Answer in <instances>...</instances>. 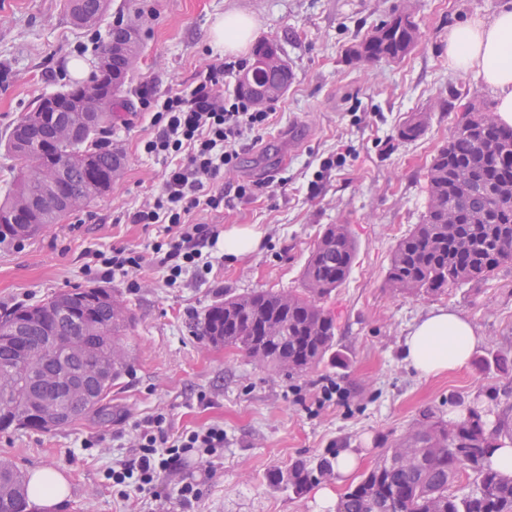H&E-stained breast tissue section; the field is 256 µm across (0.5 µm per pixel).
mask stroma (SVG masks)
<instances>
[{
    "label": "stroma",
    "instance_id": "obj_1",
    "mask_svg": "<svg viewBox=\"0 0 512 512\" xmlns=\"http://www.w3.org/2000/svg\"><path fill=\"white\" fill-rule=\"evenodd\" d=\"M145 12L141 53L128 107L104 137L125 157L112 188L39 235L0 246V311L89 286L88 250L133 248L150 253L159 226L130 223L129 212L160 191L161 161L141 142L153 131L141 107L144 82L157 91L190 87L205 65L228 64L224 94L238 92L251 49L215 45L213 28L230 14L249 16L255 41H276L294 78L271 101L272 125L241 150L222 181L254 184L233 208L195 209L189 221L220 230L250 227L259 248L225 260L208 281L166 286L148 272L142 286L117 278L107 288L134 318L131 370L112 388V418L89 417L48 432L0 431V461L24 474L60 471L68 496L58 512H323L316 488L296 496L272 486L270 470L287 469L328 450L346 448L370 469L382 448L410 428L422 410L441 418L474 404L512 403V262L484 281L425 296L385 286L396 244L421 223L429 197L427 170L472 99L495 105L476 72L448 66V30L459 20L493 15L512 0H420V40L405 58L356 64L350 50L388 18L400 0H139ZM127 0H111L92 25L69 19L64 0H0V137L40 97L76 82L71 63L94 64L106 32ZM425 115L412 140L399 130ZM336 166H329L330 158ZM345 224L357 244L346 282L323 299L336 325V357L301 377L254 365L241 353L194 336L191 324L228 294L304 288L302 271L326 225ZM436 307L468 317L482 341L462 369L423 378L408 368L402 342ZM338 391L321 397L326 382ZM167 417L170 434L218 424L224 446L165 476L161 501L138 494L122 500L105 478L125 459L135 422ZM200 480L192 505L181 482Z\"/></svg>",
    "mask_w": 512,
    "mask_h": 512
}]
</instances>
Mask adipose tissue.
<instances>
[{
  "mask_svg": "<svg viewBox=\"0 0 512 512\" xmlns=\"http://www.w3.org/2000/svg\"><path fill=\"white\" fill-rule=\"evenodd\" d=\"M448 64L459 71H477L496 95L498 123L512 126V7L452 27ZM479 341L468 319L438 308L430 310L405 336L403 353L410 368L428 377L466 366ZM66 495V483L56 469L44 467L31 474L28 501L36 512H54Z\"/></svg>",
  "mask_w": 512,
  "mask_h": 512,
  "instance_id": "1",
  "label": "adipose tissue"
}]
</instances>
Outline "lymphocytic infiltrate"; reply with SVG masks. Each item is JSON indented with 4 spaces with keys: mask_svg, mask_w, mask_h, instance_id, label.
Segmentation results:
<instances>
[{
    "mask_svg": "<svg viewBox=\"0 0 512 512\" xmlns=\"http://www.w3.org/2000/svg\"><path fill=\"white\" fill-rule=\"evenodd\" d=\"M152 113L153 133L143 151L165 165L160 192L152 203L130 212L134 224L162 226L164 238L153 246L152 257L115 247L87 252L84 273L93 279H134L147 269L161 273L167 286L182 283L185 276L206 280L224 258L216 254L220 232L211 224H191L192 210L232 206L234 200L251 196L248 184L215 189L224 170L234 167L245 141H258L271 124L273 112L251 100L224 96V65H206L193 87L151 93L142 100ZM166 417L157 413L135 423L129 440L130 455L112 466L106 478L120 497L137 491L159 500L165 498L160 481L163 472L184 459L215 452L224 445V429L210 425L170 436Z\"/></svg>",
    "mask_w": 512,
    "mask_h": 512,
    "instance_id": "obj_1",
    "label": "lymphocytic infiltrate"
}]
</instances>
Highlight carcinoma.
Segmentation results:
<instances>
[{"mask_svg": "<svg viewBox=\"0 0 512 512\" xmlns=\"http://www.w3.org/2000/svg\"><path fill=\"white\" fill-rule=\"evenodd\" d=\"M66 10L78 25L97 21L107 0H66ZM132 25L109 30L100 54L123 38L124 52L113 57L116 73L92 77L108 94L110 105L97 115L90 130L76 125L85 96L78 83L34 102L32 111L58 114L55 125L75 129L55 135L43 126L36 137L55 138L51 157L37 159L23 152L12 128L0 148L12 161L10 186L0 200V212L30 209L40 228L57 223L63 212L43 192L48 171L67 163L65 182L71 195L84 203L105 193L124 164L121 154L98 143L97 135L112 126V105L121 100L125 78L138 61L141 43L131 36ZM415 0H402L397 10L350 50V58L371 63L400 60L418 43ZM272 41L255 45L252 63L238 88L263 106L281 96L292 81L286 61L268 55ZM262 86L254 96L246 83ZM426 118L416 115L399 131L417 137ZM95 149V168L105 183L91 188L87 171L71 162L85 149ZM467 172L459 181L456 173ZM430 187L421 223L402 238L392 252L386 284L397 294H438L447 288L487 279L512 260V127L496 122L494 113L476 104L473 126L467 134H452L433 157L427 172ZM455 200V232L448 235V199ZM37 233L25 224H0V244ZM357 245L347 225L329 224L318 237L303 268L305 294L253 290L228 295L212 305L194 329L214 345L244 353L255 365L290 377H301L336 345L333 319L319 305L348 278ZM97 288H72L40 303L17 306L0 313V429L47 428L46 417L68 412L72 417L106 416L112 385L127 368V309L117 299L87 305ZM476 406L450 425L430 410L383 449L378 462L337 503L336 512H512V477L492 470L489 449L512 441V405L496 412ZM336 452L311 460H297L287 470H276L272 481L300 496L322 480L335 476ZM471 482L455 483L461 475ZM27 479L8 464H0V512H27Z\"/></svg>", "mask_w": 512, "mask_h": 512, "instance_id": "carcinoma-1", "label": "carcinoma"}]
</instances>
